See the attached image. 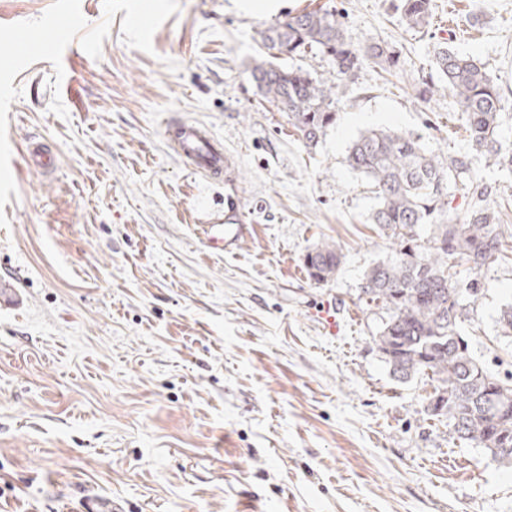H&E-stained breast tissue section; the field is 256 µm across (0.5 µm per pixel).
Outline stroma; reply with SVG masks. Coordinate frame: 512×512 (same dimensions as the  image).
Returning <instances> with one entry per match:
<instances>
[{"mask_svg":"<svg viewBox=\"0 0 512 512\" xmlns=\"http://www.w3.org/2000/svg\"><path fill=\"white\" fill-rule=\"evenodd\" d=\"M0 0V512H512V468L425 412L427 376L393 379L373 339L385 310L360 291L393 246L371 224L347 151L372 128L448 158L466 115L432 66L439 44L477 58L512 101V0ZM335 10L367 62L337 89V119L307 146L258 93L262 33ZM224 144L234 184L192 173L166 124ZM53 171L27 164L30 143ZM512 171L474 155L449 218L506 207L503 252L467 303L473 354L512 374ZM246 231L224 253L202 234L228 202ZM340 245L314 282L305 256ZM336 306V334L317 317ZM430 5V0H402L399 7L406 24L413 29L428 23ZM342 250L334 244H321L307 255L306 269L316 283H328L335 276L342 263Z\"/></svg>","mask_w":512,"mask_h":512,"instance_id":"stroma-1","label":"stroma"}]
</instances>
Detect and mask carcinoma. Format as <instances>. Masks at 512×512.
Returning a JSON list of instances; mask_svg holds the SVG:
<instances>
[{
	"instance_id": "carcinoma-1",
	"label": "carcinoma",
	"mask_w": 512,
	"mask_h": 512,
	"mask_svg": "<svg viewBox=\"0 0 512 512\" xmlns=\"http://www.w3.org/2000/svg\"><path fill=\"white\" fill-rule=\"evenodd\" d=\"M406 24L428 23L430 0H401ZM268 49L294 57L319 52L329 57L336 82L317 79L300 68L265 56L251 64L261 96L288 113L292 127L309 146L336 120L337 83L354 78L364 61L387 70L398 57L380 43L357 49L345 36L336 12L304 9L262 32ZM433 64L448 93L467 114L471 149L495 164H512V147L499 139L505 111L500 84L477 60L446 46L435 49ZM350 169L374 187L370 221L393 243V252L364 276L361 293L388 311L375 344L390 373L406 383L420 374L435 382L426 413L448 421V436L481 448L494 460L512 465V378H502L477 360L458 327L464 297L477 298L484 284L471 278L460 288L455 268L479 270L502 253L501 211L477 208L461 222L448 220V184L469 169V155L443 163L419 139L394 130L361 133L349 147ZM429 226L420 239L419 226ZM342 250L321 244L307 255L306 269L317 283H328L342 263Z\"/></svg>"
}]
</instances>
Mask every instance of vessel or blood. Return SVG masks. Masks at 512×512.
<instances>
[{
  "label": "vessel or blood",
  "mask_w": 512,
  "mask_h": 512,
  "mask_svg": "<svg viewBox=\"0 0 512 512\" xmlns=\"http://www.w3.org/2000/svg\"><path fill=\"white\" fill-rule=\"evenodd\" d=\"M171 141L176 152L192 169L208 179H229L230 164L224 149L212 133L196 123L183 122L173 130ZM243 235L242 221L226 226L224 219L210 220L204 236L210 249L223 250L225 243L239 240Z\"/></svg>",
  "instance_id": "1"
}]
</instances>
